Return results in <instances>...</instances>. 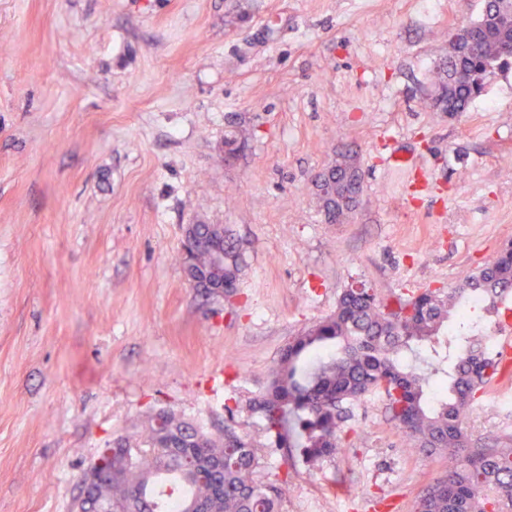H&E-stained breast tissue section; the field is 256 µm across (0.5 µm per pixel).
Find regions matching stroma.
I'll return each mask as SVG.
<instances>
[{
    "mask_svg": "<svg viewBox=\"0 0 512 512\" xmlns=\"http://www.w3.org/2000/svg\"><path fill=\"white\" fill-rule=\"evenodd\" d=\"M485 0H0V512H70L100 448L161 409L232 426L280 476L250 399L351 280L448 290L512 244V66L450 117L433 68ZM356 152L359 202L315 179ZM405 157L391 168L390 155ZM188 224L243 254L229 297L192 288ZM481 394L473 444L512 448ZM448 465L375 390L335 457L294 453L280 512H412ZM349 166L350 161L345 156V152H338L336 153V157L332 161L331 165L326 167L323 172L318 175L316 182L319 184L322 195L340 200V203L343 206L354 208L358 202L361 190L353 195L346 194L342 199H340L336 194V184L332 180L334 172L340 168H346Z\"/></svg>",
    "mask_w": 512,
    "mask_h": 512,
    "instance_id": "35a3bbf8",
    "label": "stroma"
}]
</instances>
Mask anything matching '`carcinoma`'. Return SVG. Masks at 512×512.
<instances>
[{"label":"carcinoma","instance_id":"obj_1","mask_svg":"<svg viewBox=\"0 0 512 512\" xmlns=\"http://www.w3.org/2000/svg\"><path fill=\"white\" fill-rule=\"evenodd\" d=\"M512 0H488L475 21L448 40V56L435 65L430 111L465 112L491 70L512 59ZM330 224L350 211L323 200ZM242 256L224 236V285L237 287ZM512 290V245L446 295L425 290L384 300L370 288H346L336 310L302 330L282 350L262 394L250 402L277 448H302L311 465L338 450L348 405L383 387L395 391L387 410L411 448L440 453L448 470L429 483L413 512H512V448L471 445L464 426L471 392L486 387L500 362L477 350L465 314L490 323L499 299ZM455 318L456 353L436 348ZM89 466L91 483L80 512H279L288 480L255 479L259 458L243 436L226 426L214 438L160 410L141 431L121 438Z\"/></svg>","mask_w":512,"mask_h":512}]
</instances>
